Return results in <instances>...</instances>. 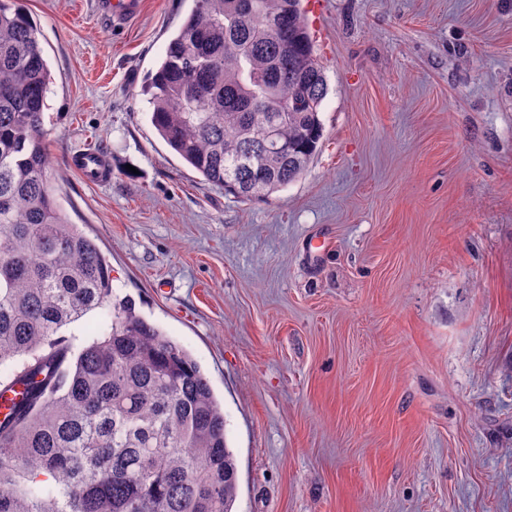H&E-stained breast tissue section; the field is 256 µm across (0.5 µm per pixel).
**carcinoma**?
Instances as JSON below:
<instances>
[{
	"mask_svg": "<svg viewBox=\"0 0 512 512\" xmlns=\"http://www.w3.org/2000/svg\"><path fill=\"white\" fill-rule=\"evenodd\" d=\"M301 0H193L148 75L152 123L205 181L268 196L298 178L323 138L327 84ZM53 83L37 27L0 0V512H234L235 453L200 366L114 298L97 244L56 202L45 147ZM291 107L280 156L230 173L270 103ZM112 320L80 347L69 326Z\"/></svg>",
	"mask_w": 512,
	"mask_h": 512,
	"instance_id": "carcinoma-1",
	"label": "carcinoma"
}]
</instances>
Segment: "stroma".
Listing matches in <instances>:
<instances>
[{
	"instance_id": "1",
	"label": "stroma",
	"mask_w": 512,
	"mask_h": 512,
	"mask_svg": "<svg viewBox=\"0 0 512 512\" xmlns=\"http://www.w3.org/2000/svg\"><path fill=\"white\" fill-rule=\"evenodd\" d=\"M50 180L112 288L224 408L236 512H512V0H301L324 138L263 200L208 184L143 87L192 0H21ZM93 147L112 178L85 181ZM139 0H100L98 7L112 17L114 24L134 16L139 9Z\"/></svg>"
}]
</instances>
